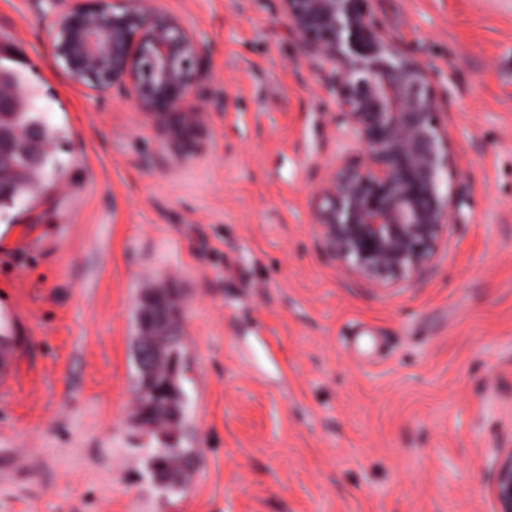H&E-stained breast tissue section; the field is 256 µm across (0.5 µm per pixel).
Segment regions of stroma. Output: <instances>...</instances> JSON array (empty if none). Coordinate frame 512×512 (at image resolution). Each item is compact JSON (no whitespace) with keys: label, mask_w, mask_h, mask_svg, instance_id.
<instances>
[{"label":"stroma","mask_w":512,"mask_h":512,"mask_svg":"<svg viewBox=\"0 0 512 512\" xmlns=\"http://www.w3.org/2000/svg\"><path fill=\"white\" fill-rule=\"evenodd\" d=\"M202 47L181 160L74 82L40 0H0L62 163L0 209V512H493L512 448V0H368L425 68L457 171L432 269L378 289L323 249L315 191L361 160L281 0H152ZM182 305L194 480L130 427L136 302ZM487 489L495 512H512V448L495 449Z\"/></svg>","instance_id":"35a3bbf8"}]
</instances>
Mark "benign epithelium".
<instances>
[{
    "mask_svg": "<svg viewBox=\"0 0 512 512\" xmlns=\"http://www.w3.org/2000/svg\"><path fill=\"white\" fill-rule=\"evenodd\" d=\"M44 15L55 58L73 81L104 94L118 88L161 133L176 156L197 138L204 113L189 96L199 78L201 48L174 16L146 0H46ZM366 0H282L290 32L307 56L333 73L336 111L356 135L359 165L341 164L318 189L313 223L328 256L373 288L424 276L443 245L455 200L441 190L455 161L448 131L435 118L425 69L400 54L365 9ZM25 90L0 71V201L15 184L36 177L39 126L21 127ZM32 151L31 171L8 164ZM181 318L139 315L137 364L151 379L160 354L153 337L179 340ZM488 494L495 512H512V448H497Z\"/></svg>",
    "mask_w": 512,
    "mask_h": 512,
    "instance_id": "1",
    "label": "benign epithelium"
}]
</instances>
